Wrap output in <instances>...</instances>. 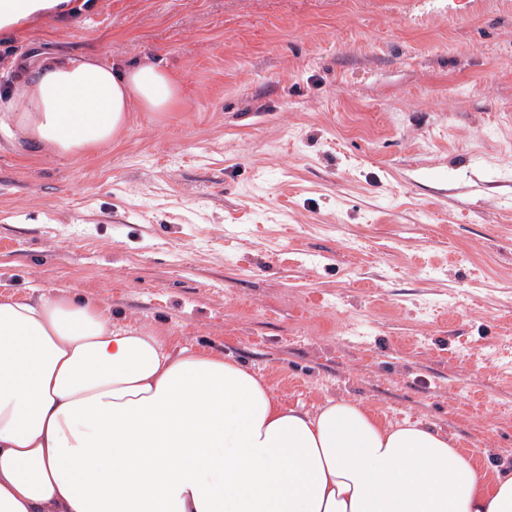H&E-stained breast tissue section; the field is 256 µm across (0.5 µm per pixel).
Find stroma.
<instances>
[{
    "mask_svg": "<svg viewBox=\"0 0 512 512\" xmlns=\"http://www.w3.org/2000/svg\"><path fill=\"white\" fill-rule=\"evenodd\" d=\"M39 54L178 94L75 159L0 150L1 283L512 464V0H85L0 32V84Z\"/></svg>",
    "mask_w": 512,
    "mask_h": 512,
    "instance_id": "1",
    "label": "stroma"
}]
</instances>
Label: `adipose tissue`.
<instances>
[{"label":"adipose tissue","instance_id":"1","mask_svg":"<svg viewBox=\"0 0 512 512\" xmlns=\"http://www.w3.org/2000/svg\"><path fill=\"white\" fill-rule=\"evenodd\" d=\"M70 8L0 0V31ZM176 96L152 62L47 55L0 93V146L79 157ZM0 512H512V471L348 398L287 405L223 351L96 299L0 291Z\"/></svg>","mask_w":512,"mask_h":512}]
</instances>
